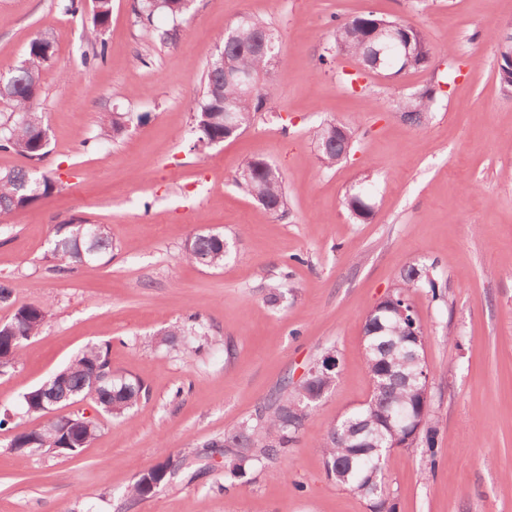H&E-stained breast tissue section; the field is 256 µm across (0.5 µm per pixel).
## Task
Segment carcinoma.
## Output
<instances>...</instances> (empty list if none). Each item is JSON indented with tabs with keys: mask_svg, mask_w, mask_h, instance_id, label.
Wrapping results in <instances>:
<instances>
[{
	"mask_svg": "<svg viewBox=\"0 0 512 512\" xmlns=\"http://www.w3.org/2000/svg\"><path fill=\"white\" fill-rule=\"evenodd\" d=\"M187 11L183 0H137L140 19L150 22L157 13H164L176 23ZM112 15V0H95L87 42L90 51L83 57L87 67L106 60L107 47L102 40ZM410 46L405 50L400 42ZM498 75L508 82L512 75L509 46H497ZM55 55L53 38L44 33L28 43L24 58L5 75L6 100L11 111L0 113V148L13 150L40 161L47 156L48 133L43 113L36 106L43 92V73ZM279 55V35L263 19L248 15L245 23L237 22L221 38L217 54L206 64L201 93L188 101L192 114L191 134L195 145L224 141V110L233 112L236 133L250 126L255 114L264 108L266 97L258 90H249L238 79L222 78L223 68L247 75L251 82L265 77ZM341 57L364 69L385 75L416 71L428 67L433 51L425 34L417 27L396 19L373 14L353 16L333 25L331 42L319 56L320 65ZM435 92L424 89L411 94L399 106L404 123L422 128L429 123ZM130 117L123 112H102L98 117V136L117 139L128 128ZM356 130L332 121L310 131V137L324 148L315 154L317 163L327 169L341 164L348 156L345 144L354 141ZM235 183L244 193L259 202L267 211L283 215L287 212V197L280 170L268 160L255 156L241 166ZM56 181L46 172L26 169L0 171V214L23 210L51 196ZM345 206L353 218L367 220L372 216V204L363 190L351 189ZM81 220L55 226L51 255L58 269L67 271L98 264L112 255L114 248L107 225H97L95 237L88 238L80 230ZM228 251L224 235L205 232L196 234L183 248L181 259L203 268L224 266ZM411 288H425L437 296L440 285L430 268L414 264L399 271L396 287L386 296L388 308L370 311L364 324V364L372 394L359 407L345 413L332 424L318 443L328 479L358 494L369 502L370 512H396L395 491L386 472L391 463L395 442L410 440V445L424 444L430 456H435L434 428L431 410L425 406L424 386L406 382L405 376L415 371L409 356L412 340L424 335L423 328L407 302ZM48 312L41 305H22L11 319L0 324V366H13L26 342L39 335ZM208 331L194 319L186 325H175L161 333V343L175 345L195 339L204 341ZM111 372L108 347L90 345L67 365L54 373L58 377L59 405L81 401L91 393L94 373ZM336 385V371L317 368L309 375L304 390L287 381L279 393L258 413L238 423L224 433V451L230 454L226 477L238 481L255 468L285 454L296 442L310 416V410ZM145 387L136 378L113 380L91 397L105 415L123 417L138 405ZM26 413L41 419L35 427L13 436L10 448L16 452H35L53 445L84 448L99 430L97 421L87 427L81 423L69 432L56 436L57 422L46 416L42 400L33 389L24 396ZM170 462L164 460L148 474H140L129 493L144 499L164 485L170 477Z\"/></svg>",
	"mask_w": 512,
	"mask_h": 512,
	"instance_id": "1",
	"label": "carcinoma"
}]
</instances>
